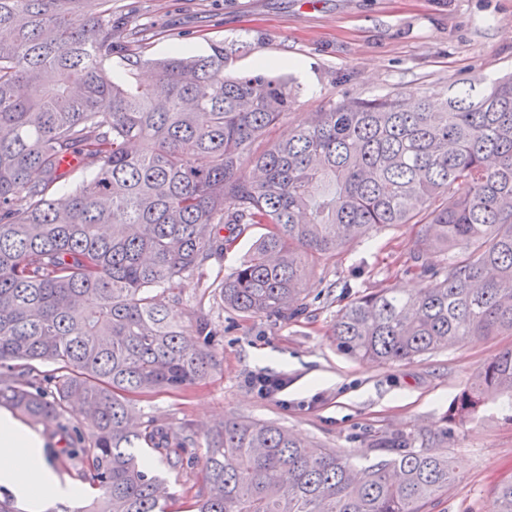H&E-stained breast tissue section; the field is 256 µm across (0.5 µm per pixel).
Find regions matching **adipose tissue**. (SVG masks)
I'll return each instance as SVG.
<instances>
[{"mask_svg": "<svg viewBox=\"0 0 512 512\" xmlns=\"http://www.w3.org/2000/svg\"><path fill=\"white\" fill-rule=\"evenodd\" d=\"M47 444L40 431L0 407V487L34 508L49 498L67 501L85 492L84 485L61 478L49 465Z\"/></svg>", "mask_w": 512, "mask_h": 512, "instance_id": "adipose-tissue-1", "label": "adipose tissue"}]
</instances>
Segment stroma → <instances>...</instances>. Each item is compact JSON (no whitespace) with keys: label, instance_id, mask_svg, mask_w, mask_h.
Masks as SVG:
<instances>
[{"label":"stroma","instance_id":"stroma-1","mask_svg":"<svg viewBox=\"0 0 512 512\" xmlns=\"http://www.w3.org/2000/svg\"><path fill=\"white\" fill-rule=\"evenodd\" d=\"M112 19L146 30L145 55L161 59L205 54L224 44L226 74L254 72L264 52L298 59L310 80L275 66L271 75L298 83L300 96L254 152H262L289 128L330 104L390 93L436 95L468 87L476 77L512 73V0H112ZM253 227L205 274L187 275L181 288V318L203 312L223 329L210 375L180 395L157 394L140 402L142 421L190 423L204 433L224 419L245 416L276 422L329 448L351 450L369 464L384 457V439L401 432L415 437L442 423L453 399L473 372L512 336H480L413 362L357 360L338 350L330 334L341 307L369 288L413 291L420 280L405 271L414 245L412 225L382 229L324 257L311 270L308 315L295 320H245L225 308L213 285L249 253L262 234ZM324 374L322 384L307 376ZM283 377L284 391L260 397L256 374ZM432 447L448 454L457 477L433 512H486L498 482L512 475V409L488 405L478 417L454 427ZM142 456L167 478L166 512H190L201 485L200 468L169 469L154 449Z\"/></svg>","mask_w":512,"mask_h":512}]
</instances>
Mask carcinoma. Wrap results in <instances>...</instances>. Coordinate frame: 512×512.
Here are the masks:
<instances>
[{
    "instance_id": "obj_1",
    "label": "carcinoma",
    "mask_w": 512,
    "mask_h": 512,
    "mask_svg": "<svg viewBox=\"0 0 512 512\" xmlns=\"http://www.w3.org/2000/svg\"><path fill=\"white\" fill-rule=\"evenodd\" d=\"M144 49L112 22V0H0V402L83 440L65 449L96 490L82 512H165L164 481L135 454L143 443L174 470L198 449L194 512H425L456 475L414 438L388 437V455L358 468L275 422L231 417L201 437L140 427L134 409L218 366L208 316L176 320L174 289L256 225L266 232L219 284L245 320L304 314L319 259L410 224L406 272L424 286L346 303L332 326L339 349L410 362L512 335V75L438 103L343 100L255 154L293 104L292 82L224 75L221 44L160 61ZM74 161L94 175L58 204ZM162 285L166 302L153 294ZM45 362L55 372L34 375ZM503 397L512 347L481 366L438 434ZM487 512H512V476Z\"/></svg>"
}]
</instances>
